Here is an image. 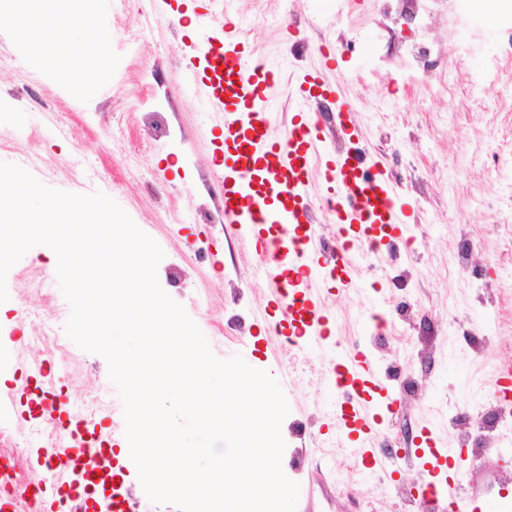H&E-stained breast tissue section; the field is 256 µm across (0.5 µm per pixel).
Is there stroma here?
I'll return each instance as SVG.
<instances>
[{"label": "stroma", "instance_id": "obj_1", "mask_svg": "<svg viewBox=\"0 0 512 512\" xmlns=\"http://www.w3.org/2000/svg\"><path fill=\"white\" fill-rule=\"evenodd\" d=\"M250 30L249 45L284 75L282 104L291 112L298 74L326 68L330 81L356 106L353 121L368 157L393 176L410 211L414 256L383 247L360 257L357 288H325L323 304L339 348L367 334L371 305L396 306L411 270L426 293L413 294L401 365L415 375L414 392L397 385L393 419L414 434L431 427L437 408L467 413L478 424L494 391V368L512 363V37L472 14L448 25L434 9L408 13L404 0H232ZM144 0H95L81 12L68 0H41L0 13V39L13 56L0 63V162L37 153L46 186L116 201L164 252L157 276L182 304L221 359L242 356L273 377L289 375L290 411L283 438L303 445L308 463L299 478L296 512H395L394 498L375 497V476L346 482L344 470L322 478L312 465L316 442L336 433L326 411L334 401L319 353L300 352L293 370L288 345L272 338L261 313L268 300L258 282L259 260L225 235L215 160L221 126L207 104L185 92L181 65L192 25L167 18L147 22ZM82 20L81 36L67 26ZM426 53L423 82L408 84L406 48ZM474 243L486 290L458 276L450 245L459 232ZM46 246L29 250L7 275L9 309L0 316V453L18 460L16 479L44 478L46 500L72 474L42 476L37 459L63 433L26 408V387L41 379L66 408L92 419L114 448L127 447L123 404L106 360L65 332L70 305ZM391 280L382 291L374 281ZM474 335L495 341L471 355ZM499 451L459 458L463 472L457 512L472 499L512 498V430Z\"/></svg>", "mask_w": 512, "mask_h": 512}]
</instances>
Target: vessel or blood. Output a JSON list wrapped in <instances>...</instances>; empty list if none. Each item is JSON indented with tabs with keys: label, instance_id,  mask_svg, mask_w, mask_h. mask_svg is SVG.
<instances>
[{
	"label": "vessel or blood",
	"instance_id": "vessel-or-blood-1",
	"mask_svg": "<svg viewBox=\"0 0 512 512\" xmlns=\"http://www.w3.org/2000/svg\"><path fill=\"white\" fill-rule=\"evenodd\" d=\"M183 79L222 123L224 222L261 259L262 285L278 315L276 335L293 337L302 349L331 348L332 328L320 299L328 264L322 259L320 227L312 217V177L320 175L332 191L335 220L351 247L366 243L378 230L392 237L400 234L406 206L392 188L390 175L363 154L322 151L319 128L310 116L290 120L284 135L274 134L280 73L249 55L245 29L233 16H225L218 27L197 20ZM329 91L322 74H305L297 90L298 103L319 100ZM336 110L343 141L356 143L359 132L350 120L351 103L337 100ZM335 365L342 424L338 436L355 437L353 452L359 464L375 466L372 441L383 421L375 404L384 388L363 352L340 354ZM88 455L100 466L106 449L100 446L90 453L73 444L56 447L45 455L44 466L63 473Z\"/></svg>",
	"mask_w": 512,
	"mask_h": 512
}]
</instances>
